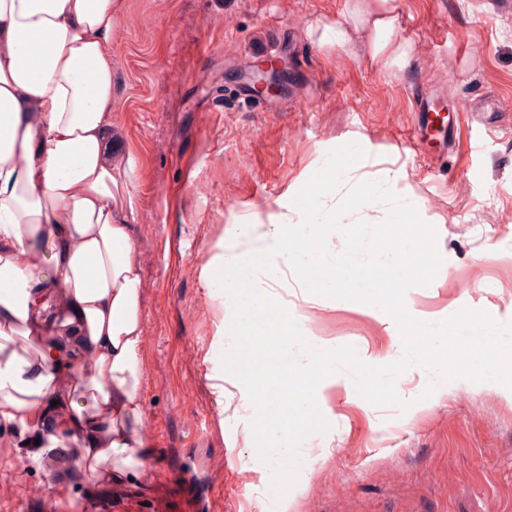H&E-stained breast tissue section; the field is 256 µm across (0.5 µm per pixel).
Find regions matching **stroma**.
<instances>
[{"label": "stroma", "mask_w": 512, "mask_h": 512, "mask_svg": "<svg viewBox=\"0 0 512 512\" xmlns=\"http://www.w3.org/2000/svg\"><path fill=\"white\" fill-rule=\"evenodd\" d=\"M354 2L122 0L114 17L108 141L113 163L134 169L128 232L153 336L141 357L143 422L157 429L153 457L127 484L133 512H152L155 482L199 500L200 512H512V388L441 383L414 365L395 383L410 404L403 410L371 405L334 374L316 396L331 429L302 444L298 479L277 500L240 382L221 368L232 305L215 256L241 247V225L292 207L327 153L347 143H373L375 161L398 175L394 192L436 230L443 263L428 286L406 291L408 312L436 324L469 308L512 323V6L396 0V38L412 55L398 68L366 43L323 41ZM270 57L285 63L282 92L244 94L246 74ZM416 94L480 115L435 164L430 143H407ZM298 290L289 282L314 336L381 366L400 358L399 330L383 310ZM41 453L0 432V512H44L26 493L33 484L55 512H114L111 486L82 471L14 469L15 456Z\"/></svg>", "instance_id": "stroma-1"}]
</instances>
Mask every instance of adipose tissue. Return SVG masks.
I'll use <instances>...</instances> for the list:
<instances>
[{
	"label": "adipose tissue",
	"instance_id": "1",
	"mask_svg": "<svg viewBox=\"0 0 512 512\" xmlns=\"http://www.w3.org/2000/svg\"><path fill=\"white\" fill-rule=\"evenodd\" d=\"M120 0H0V428L70 439L72 463L112 482L152 456L141 437L144 327L140 264L127 231L132 168L114 165L112 17ZM390 0L374 20L352 12L329 38L367 27L372 55L391 53ZM48 315L60 334L48 339ZM94 358L95 375L83 364ZM71 389L60 392V374Z\"/></svg>",
	"mask_w": 512,
	"mask_h": 512
}]
</instances>
